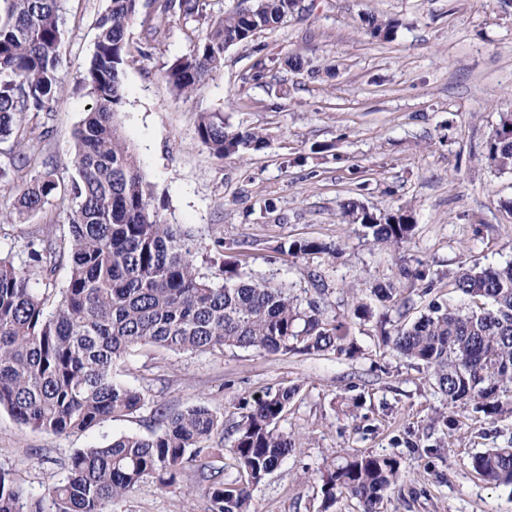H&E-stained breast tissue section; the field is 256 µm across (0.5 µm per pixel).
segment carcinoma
I'll list each match as a JSON object with an SVG mask.
<instances>
[{
	"label": "carcinoma",
	"mask_w": 512,
	"mask_h": 512,
	"mask_svg": "<svg viewBox=\"0 0 512 512\" xmlns=\"http://www.w3.org/2000/svg\"><path fill=\"white\" fill-rule=\"evenodd\" d=\"M64 0H0V183L14 200L0 206V223L45 211L54 197L65 202L67 233L49 222L32 233L27 257H0V410L24 425L57 435L85 432L115 415L130 414L142 393L116 378L117 364L150 346L172 353L226 348L260 353L354 357L359 348L349 326L336 319L319 289L302 298L284 284L242 276L225 261L201 272L192 236L166 224L152 204L134 147L117 120L128 63L126 29L141 0H108L95 20L97 38L88 67L74 91L93 100L75 134L76 174L65 185L57 166L43 158V137L54 120L53 103L65 88L57 77ZM152 31L176 16L196 33L190 54L177 58L165 77L174 93L190 98L224 67L225 51L248 43L259 31L282 25L295 0H257L212 18L208 0H154ZM369 34L392 40L399 23L365 19ZM197 136L222 159L264 147L254 129L229 131L218 112L198 115ZM501 171L512 170V114L501 116L486 151ZM344 221L371 233L374 244L398 249L411 238L412 213H375L357 201L342 207ZM291 254H336L337 246L294 240ZM68 267L67 286L50 290L57 268ZM453 288L474 307L451 309L435 300L410 325L383 337L393 351L431 370L448 406L470 411L488 424L512 416V261L486 269L459 268ZM371 295L387 319L406 305L395 282ZM354 318L375 314L372 303L352 300ZM297 387L268 391L240 404L228 429L205 405L160 413L148 438L116 437L75 452L68 476L29 499L0 472V512H112L147 477L163 490L180 484L191 466L205 484L208 512H248L251 488L296 451L292 437L276 429ZM226 432L239 478L206 471L212 436ZM489 484H512V444L489 448L472 459ZM395 456L338 452L323 479L325 502L357 500L360 512H380L384 495L398 482Z\"/></svg>",
	"instance_id": "obj_1"
}]
</instances>
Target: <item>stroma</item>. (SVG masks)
<instances>
[{
  "instance_id": "obj_1",
  "label": "stroma",
  "mask_w": 512,
  "mask_h": 512,
  "mask_svg": "<svg viewBox=\"0 0 512 512\" xmlns=\"http://www.w3.org/2000/svg\"><path fill=\"white\" fill-rule=\"evenodd\" d=\"M107 0H66L55 105L47 153L60 179L75 173L74 135L91 101L72 93L94 50L97 16ZM280 27L230 47L224 69L191 99L177 97L164 72L192 48L191 30L171 20L152 35L155 5L141 0L126 30L129 63L118 119L152 185L162 220L190 231L197 260L210 268L214 238L224 240L246 276L282 282L295 292L320 275L325 300L361 348L353 358L261 354L234 349L175 354L143 347L116 368L138 388L143 406L83 433L32 429L0 411V471L29 498L62 481L76 450L106 439L158 430L159 410L204 404L232 420L239 403L270 389L298 387L278 424L297 453L252 488L253 512H359L351 499L323 508L322 476L336 453L393 455L403 474L383 512H512V485L492 486L472 467L475 454L512 440V417L490 425L465 420L442 434L452 409L429 370L392 351L382 331L412 323L430 296L400 269L436 274L432 296L468 306L452 274L463 265L512 261V171L485 160L500 117L512 113V0H304ZM399 20L393 41L371 37L365 17ZM299 56L303 68L285 67ZM219 112L227 129H256L266 148L214 157L196 135L199 112ZM410 210V243L374 245L343 221V203ZM270 210H263L264 202ZM45 215L0 224V255L23 258ZM309 239L338 245L336 255H291L281 243ZM398 279L405 308L387 325L352 319L353 294ZM195 477L163 491L144 479L114 512H206Z\"/></svg>"
}]
</instances>
